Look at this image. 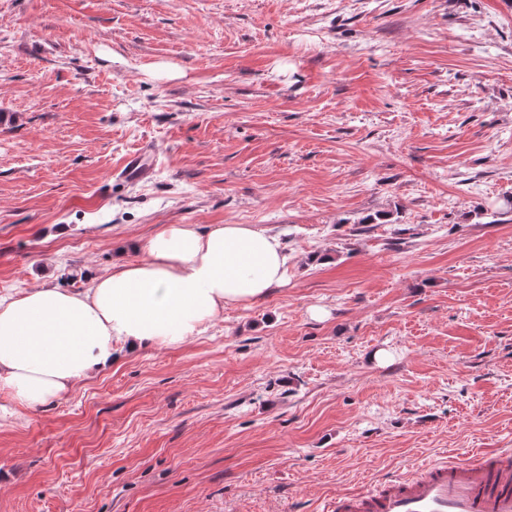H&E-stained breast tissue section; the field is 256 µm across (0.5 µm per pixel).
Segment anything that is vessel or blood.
<instances>
[{
	"label": "vessel or blood",
	"instance_id": "1",
	"mask_svg": "<svg viewBox=\"0 0 512 512\" xmlns=\"http://www.w3.org/2000/svg\"><path fill=\"white\" fill-rule=\"evenodd\" d=\"M155 170L151 147L125 156L119 169L129 183ZM332 512H512V459L479 456L424 466L408 478L393 477L362 493L342 494Z\"/></svg>",
	"mask_w": 512,
	"mask_h": 512
}]
</instances>
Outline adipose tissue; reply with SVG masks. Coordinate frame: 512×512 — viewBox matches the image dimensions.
<instances>
[{
    "label": "adipose tissue",
    "instance_id": "ef3b65f1",
    "mask_svg": "<svg viewBox=\"0 0 512 512\" xmlns=\"http://www.w3.org/2000/svg\"><path fill=\"white\" fill-rule=\"evenodd\" d=\"M288 253L278 234L250 224L160 225L136 261L89 287L0 295V393L19 407L67 393L143 344L179 348L230 305L280 285Z\"/></svg>",
    "mask_w": 512,
    "mask_h": 512
}]
</instances>
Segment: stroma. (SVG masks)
Returning <instances> with one entry per match:
<instances>
[{"instance_id": "1", "label": "stroma", "mask_w": 512, "mask_h": 512, "mask_svg": "<svg viewBox=\"0 0 512 512\" xmlns=\"http://www.w3.org/2000/svg\"><path fill=\"white\" fill-rule=\"evenodd\" d=\"M508 196L512 0H0V294L162 224L289 255L180 348L0 394V512H325L512 451ZM153 154L148 145L127 154L118 171L121 179L128 183L148 180L155 170Z\"/></svg>"}]
</instances>
